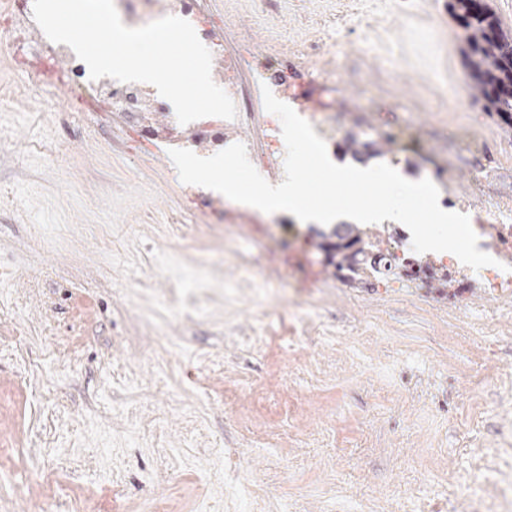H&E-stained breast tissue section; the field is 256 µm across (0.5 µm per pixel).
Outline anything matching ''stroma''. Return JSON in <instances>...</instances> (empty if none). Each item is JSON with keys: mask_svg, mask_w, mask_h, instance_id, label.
Here are the masks:
<instances>
[{"mask_svg": "<svg viewBox=\"0 0 512 512\" xmlns=\"http://www.w3.org/2000/svg\"><path fill=\"white\" fill-rule=\"evenodd\" d=\"M207 2L255 106L259 57L357 97L336 164L426 178L458 122L495 154L486 192L512 196V129L434 98L465 74L444 0ZM184 190L0 41V512H486L512 493V321L484 325L512 298L344 287L318 247L292 255L317 225L272 213L254 236L185 213ZM312 267L323 287L298 292Z\"/></svg>", "mask_w": 512, "mask_h": 512, "instance_id": "stroma-1", "label": "stroma"}]
</instances>
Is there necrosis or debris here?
<instances>
[{
  "label": "necrosis or debris",
  "instance_id": "4bbe7bcc",
  "mask_svg": "<svg viewBox=\"0 0 512 512\" xmlns=\"http://www.w3.org/2000/svg\"><path fill=\"white\" fill-rule=\"evenodd\" d=\"M201 0H115L122 22L140 27L167 15L188 20L199 39L212 53V77L234 101L237 117L225 122L206 117L186 125L157 124V113L169 105L156 90L144 83H121L108 77L91 80L84 63L64 44L50 41L33 19L31 0H9L0 14V34L10 40L15 67L37 83L65 90L67 103L77 112H97L113 120L148 131L150 143L160 151L190 143L196 150L209 152L223 143L238 141L243 127L255 129V139L244 142L248 156L259 173L276 179L283 174L286 147L280 138L277 116L257 111L248 86L240 75L236 57L224 48V24L200 7ZM264 82L273 94L297 106L316 99L318 107L310 114L315 133L327 145H335L342 114L338 111L340 87L327 79H307L289 75L286 68L267 61L262 65ZM459 141L476 160V171L466 189L456 187L454 170L437 171L440 189L455 208L469 216L479 247L489 248L494 265L473 270L457 258L448 260V276L458 283L477 281L484 292L502 298L512 297V199L500 197L486 204L473 205L479 197L496 158L481 132L462 125Z\"/></svg>",
  "mask_w": 512,
  "mask_h": 512
}]
</instances>
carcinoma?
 I'll return each mask as SVG.
<instances>
[{
    "instance_id": "1",
    "label": "carcinoma",
    "mask_w": 512,
    "mask_h": 512,
    "mask_svg": "<svg viewBox=\"0 0 512 512\" xmlns=\"http://www.w3.org/2000/svg\"><path fill=\"white\" fill-rule=\"evenodd\" d=\"M448 7L462 29L458 38L474 97L512 127V31L503 27L490 0H448ZM322 239L329 263L339 271L354 274L362 263L387 260L379 243L356 224H340Z\"/></svg>"
}]
</instances>
